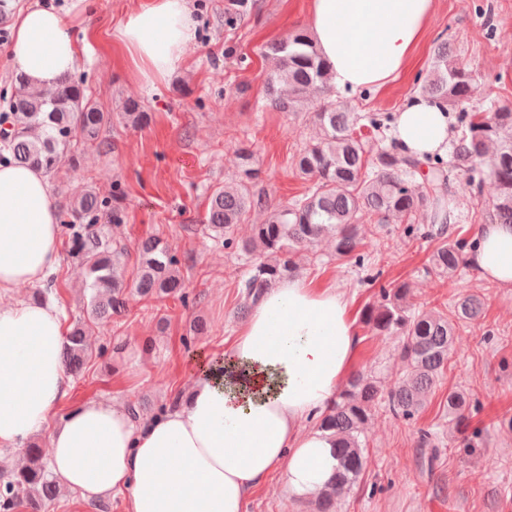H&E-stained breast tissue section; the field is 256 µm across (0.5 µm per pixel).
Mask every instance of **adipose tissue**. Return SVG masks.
Wrapping results in <instances>:
<instances>
[{"mask_svg":"<svg viewBox=\"0 0 512 512\" xmlns=\"http://www.w3.org/2000/svg\"><path fill=\"white\" fill-rule=\"evenodd\" d=\"M435 0H312L309 27L333 66L337 89L379 87L404 71ZM84 0L17 12L12 66L42 88L72 73L71 30ZM196 29L190 0H149L112 29L143 83L184 61ZM395 141L423 160L450 137L444 105L420 94L401 107ZM467 256L482 279L512 289V225H480ZM60 264L55 196L40 172L0 163V447L43 432L57 480L86 499L125 496V512H247L251 493L281 475L289 497L307 500L337 465L330 433L309 429L348 377L358 344L339 288L283 278L254 305L227 353L199 355L182 399L134 419L125 407L89 400L56 409L71 389L61 360L65 316L53 304L13 299L44 284Z\"/></svg>","mask_w":512,"mask_h":512,"instance_id":"obj_1","label":"adipose tissue"}]
</instances>
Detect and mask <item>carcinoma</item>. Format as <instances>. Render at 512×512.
Masks as SVG:
<instances>
[{"label": "carcinoma", "instance_id": "cac0c4a2", "mask_svg": "<svg viewBox=\"0 0 512 512\" xmlns=\"http://www.w3.org/2000/svg\"><path fill=\"white\" fill-rule=\"evenodd\" d=\"M253 8L248 0L224 13V24L237 25ZM262 55L268 62L266 105L280 112L306 111L312 97L329 90L330 64L317 49L312 36L302 30L267 44ZM8 112L0 115L9 124L0 162L27 166L46 176L56 175L65 164L77 160L81 147L100 141L112 121L102 111L82 79L64 77L47 93L24 75L12 80ZM478 88V75L452 55L448 43L434 50L427 74L418 87L426 96L448 104L454 112L458 136L452 141L448 160L435 156L418 161L396 150L382 147L375 156L367 149L369 137L386 136L395 124L389 112L361 114L346 102H327L310 113L318 136L292 158L293 168L313 180L304 195L286 204L272 205L249 185L259 179L254 154L248 148L237 153L238 182L215 189L209 199L205 228L211 236L246 255L258 254L239 283L247 313L276 283L294 274L297 252L329 236L336 257L361 265L360 252L365 214L378 218L370 229H382L390 221L421 214L427 224L424 235L437 243L429 258L431 270L453 279L464 264L465 251L475 241L448 234V209L452 200L451 176L463 172L474 196L482 194L485 181L495 194L485 204L483 216L500 224H512V106H492L489 112L468 110ZM121 117L134 126L148 121V113L137 100L124 105ZM123 191L115 188L112 199L89 192L71 201L62 213V226L71 258L85 269L89 302L83 316L75 319L66 335L63 362L67 372L87 369L92 352L89 330L119 315L128 297L141 299L175 297L189 305L190 294L182 280L175 254L159 237L138 245L139 270L132 284L122 276L124 249L106 239L101 223L118 227L125 212ZM267 211L261 224L251 225V235L238 241L234 232L251 209ZM407 281L380 285L377 301L365 306L362 322L379 335L403 337L400 358L403 376L384 395L368 373L353 374L331 407L319 417L318 428L336 438V472L318 495V512H336V501L357 482L366 464V444L361 434L380 400L393 415L411 419L425 406L439 375L448 368L457 327L476 319L482 301L462 294L447 313L415 310L407 305ZM470 407L463 391L448 392V414L462 415ZM27 463L13 472H0V512H46L65 494L49 461L40 449H24Z\"/></svg>", "mask_w": 512, "mask_h": 512}]
</instances>
